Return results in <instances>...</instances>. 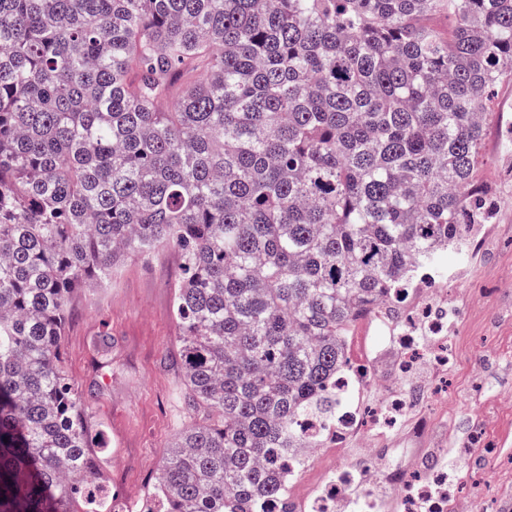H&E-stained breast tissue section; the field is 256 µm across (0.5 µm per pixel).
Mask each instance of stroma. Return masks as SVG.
Wrapping results in <instances>:
<instances>
[{"instance_id": "1", "label": "stroma", "mask_w": 512, "mask_h": 512, "mask_svg": "<svg viewBox=\"0 0 512 512\" xmlns=\"http://www.w3.org/2000/svg\"><path fill=\"white\" fill-rule=\"evenodd\" d=\"M481 177L494 192L481 247L449 260L448 294L459 305L457 360L440 390L447 410L431 408V437L461 447L470 420L484 426L489 456L472 468L481 483L512 479V80L491 99ZM175 250L130 258L111 279L79 289L70 304L63 352L87 403L86 420L103 430L102 478L122 501L143 502L157 469L189 417L182 388L173 285ZM112 343L101 349V335Z\"/></svg>"}]
</instances>
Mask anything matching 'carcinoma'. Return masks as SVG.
<instances>
[{
	"label": "carcinoma",
	"mask_w": 512,
	"mask_h": 512,
	"mask_svg": "<svg viewBox=\"0 0 512 512\" xmlns=\"http://www.w3.org/2000/svg\"><path fill=\"white\" fill-rule=\"evenodd\" d=\"M506 78L512 0H0V512H129L63 340L75 289L162 249L205 416L141 512L283 497L353 324L486 223Z\"/></svg>",
	"instance_id": "obj_1"
}]
</instances>
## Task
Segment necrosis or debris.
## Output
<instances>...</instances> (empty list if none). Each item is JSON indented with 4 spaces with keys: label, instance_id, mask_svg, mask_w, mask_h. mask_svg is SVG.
Returning a JSON list of instances; mask_svg holds the SVG:
<instances>
[{
    "label": "necrosis or debris",
    "instance_id": "4bbe7bcc",
    "mask_svg": "<svg viewBox=\"0 0 512 512\" xmlns=\"http://www.w3.org/2000/svg\"><path fill=\"white\" fill-rule=\"evenodd\" d=\"M458 310L448 297L444 275L416 273L399 288L395 301L380 302L351 332V365L331 384L340 404L332 420L304 418L301 429L312 445L288 452V496L270 502L269 512H347L356 492H363L364 512H458L473 494L466 469L485 449L483 430L474 426L459 449V468L448 473L441 452L423 449L413 468L391 463L379 443L388 434L412 427L425 439L429 425L424 410L435 399L437 385L448 374L454 356L452 339ZM393 364L392 380L377 391V364ZM316 472L304 486L308 472Z\"/></svg>",
    "mask_w": 512,
    "mask_h": 512
}]
</instances>
